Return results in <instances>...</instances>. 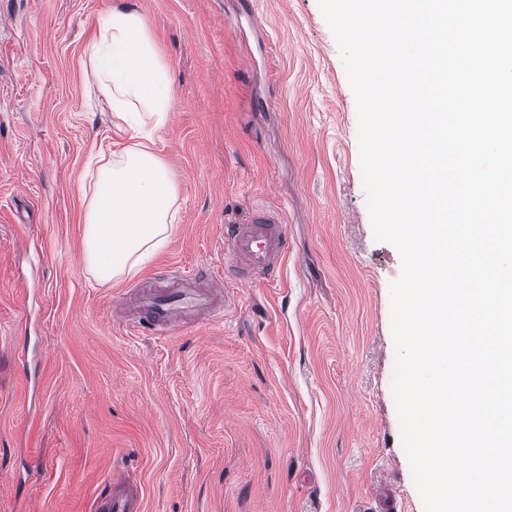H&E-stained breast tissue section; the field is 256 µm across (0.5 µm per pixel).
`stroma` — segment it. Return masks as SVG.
Segmentation results:
<instances>
[{"mask_svg": "<svg viewBox=\"0 0 512 512\" xmlns=\"http://www.w3.org/2000/svg\"><path fill=\"white\" fill-rule=\"evenodd\" d=\"M115 0H0V512H89L113 466L145 512H425L392 378L397 248L376 240L357 102L319 0H123L173 80L153 151L177 180L166 244L99 283L91 154L129 145L83 49ZM279 210L277 285L224 276V227ZM227 308L137 335L117 303L170 272Z\"/></svg>", "mask_w": 512, "mask_h": 512, "instance_id": "1", "label": "stroma"}]
</instances>
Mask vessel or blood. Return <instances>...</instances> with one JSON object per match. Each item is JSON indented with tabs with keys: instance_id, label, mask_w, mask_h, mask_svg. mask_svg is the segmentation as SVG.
Segmentation results:
<instances>
[{
	"instance_id": "vessel-or-blood-1",
	"label": "vessel or blood",
	"mask_w": 512,
	"mask_h": 512,
	"mask_svg": "<svg viewBox=\"0 0 512 512\" xmlns=\"http://www.w3.org/2000/svg\"><path fill=\"white\" fill-rule=\"evenodd\" d=\"M288 230L279 213L260 208L244 224L224 227V253L248 278L274 281L287 252ZM223 283L203 288L195 275L174 273L170 287L144 283L125 292L119 309L127 329L142 334L172 335L211 309L223 295ZM90 512H144V488L124 470H113L104 492L93 499Z\"/></svg>"
}]
</instances>
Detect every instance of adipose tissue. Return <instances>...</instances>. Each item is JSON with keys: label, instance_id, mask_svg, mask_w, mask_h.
<instances>
[{"label": "adipose tissue", "instance_id": "adipose-tissue-1", "mask_svg": "<svg viewBox=\"0 0 512 512\" xmlns=\"http://www.w3.org/2000/svg\"><path fill=\"white\" fill-rule=\"evenodd\" d=\"M117 123L135 142L118 157L97 159L93 190L84 208L87 268L102 283L135 273L143 258L162 247L176 220L177 182L150 148L173 107L169 67L157 53L144 18L113 5L83 50Z\"/></svg>", "mask_w": 512, "mask_h": 512}]
</instances>
